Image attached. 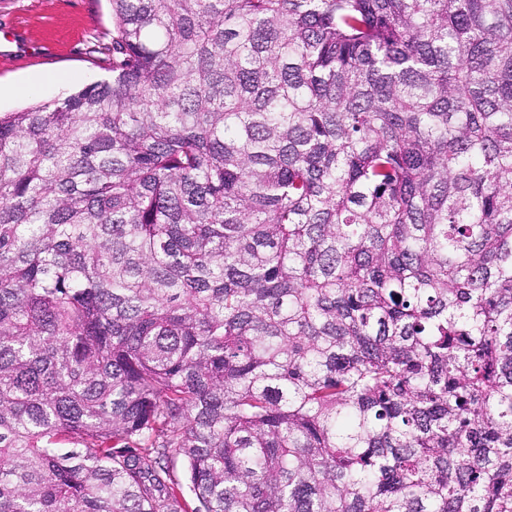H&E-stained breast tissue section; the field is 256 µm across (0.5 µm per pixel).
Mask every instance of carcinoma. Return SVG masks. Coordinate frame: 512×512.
Segmentation results:
<instances>
[{
    "label": "carcinoma",
    "mask_w": 512,
    "mask_h": 512,
    "mask_svg": "<svg viewBox=\"0 0 512 512\" xmlns=\"http://www.w3.org/2000/svg\"><path fill=\"white\" fill-rule=\"evenodd\" d=\"M111 4L0 112V512H512V0Z\"/></svg>",
    "instance_id": "1"
}]
</instances>
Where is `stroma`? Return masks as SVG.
I'll use <instances>...</instances> for the list:
<instances>
[{
  "instance_id": "obj_1",
  "label": "stroma",
  "mask_w": 512,
  "mask_h": 512,
  "mask_svg": "<svg viewBox=\"0 0 512 512\" xmlns=\"http://www.w3.org/2000/svg\"><path fill=\"white\" fill-rule=\"evenodd\" d=\"M110 0H0V112L54 100L110 72Z\"/></svg>"
}]
</instances>
